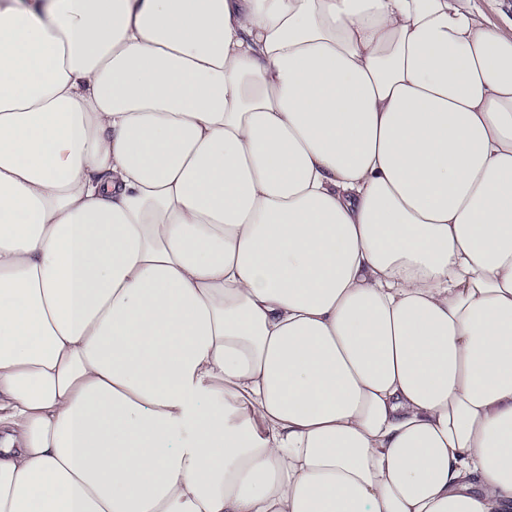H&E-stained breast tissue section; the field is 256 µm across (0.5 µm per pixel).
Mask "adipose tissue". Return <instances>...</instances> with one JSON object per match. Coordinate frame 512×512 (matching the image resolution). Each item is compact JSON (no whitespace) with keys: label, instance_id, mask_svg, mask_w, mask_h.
Returning a JSON list of instances; mask_svg holds the SVG:
<instances>
[{"label":"adipose tissue","instance_id":"1","mask_svg":"<svg viewBox=\"0 0 512 512\" xmlns=\"http://www.w3.org/2000/svg\"><path fill=\"white\" fill-rule=\"evenodd\" d=\"M0 512H512V32L0 0Z\"/></svg>","mask_w":512,"mask_h":512}]
</instances>
